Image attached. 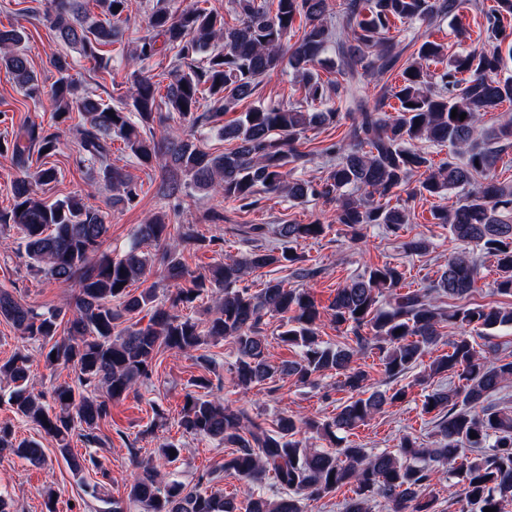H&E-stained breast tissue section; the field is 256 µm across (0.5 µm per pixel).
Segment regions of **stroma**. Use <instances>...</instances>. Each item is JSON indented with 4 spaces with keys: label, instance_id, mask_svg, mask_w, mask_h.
Here are the masks:
<instances>
[{
    "label": "stroma",
    "instance_id": "1",
    "mask_svg": "<svg viewBox=\"0 0 512 512\" xmlns=\"http://www.w3.org/2000/svg\"><path fill=\"white\" fill-rule=\"evenodd\" d=\"M46 2L0 0V28L18 26L24 30L23 49L40 84L48 86L55 81L57 72L53 61L60 56L69 63L80 92L114 106L120 105L125 98L129 76L125 57L146 34L148 14L156 0H132L128 19L120 26L118 41L104 48L108 64L103 71L94 68L78 47L59 40L41 14ZM303 101L304 95L296 90L291 75L278 72L265 77L256 94L231 108L223 120L232 122L241 112L258 105H298ZM0 112L6 115L5 122H0V134L31 123L59 133L60 144L55 155L33 158L35 166L52 167L58 172L56 182L39 188V195L55 200L90 189L92 174L79 162L80 130L84 124L81 113H73L65 124L56 125L49 96L37 100L26 97L1 65ZM345 131L342 125L309 131L301 146L309 160L293 169V177L314 181L325 178L328 160L322 150L343 137ZM111 162L124 168L141 189L138 202L133 206L112 204L107 193H97L94 203L106 212L109 224L103 251L115 257L122 255L130 246L138 224L144 223L151 214L164 211L173 225L190 224L199 237L221 240L222 249L218 252L195 245L184 250L186 266L195 273L204 274L225 255L239 256L254 247L250 225L264 224L272 228L278 224H307L318 220L328 226L325 235L295 246L302 257V268L314 270V277L303 279L294 270L268 267L246 275L245 283L256 291L269 280L286 281L289 287L309 289L322 309L329 306L337 288L371 265L389 262L401 266L407 272L410 287H427L458 249L447 228L433 223L430 211L435 202L429 199L407 201L408 222L398 235H391L383 226L374 225L364 229L361 239L354 241L342 225L335 223L334 205L320 199L297 204L285 197L264 194L256 206L244 209L239 203L220 196L190 190L174 204L159 195L158 172L139 166L117 138L112 141ZM418 234L431 242L429 253L423 257L411 255L402 247L403 241ZM19 243L17 232L12 231L8 234L7 244L0 245V290L10 292L40 313L74 302L75 287L60 286L30 271ZM24 349L35 355L29 376L36 389L48 394L58 384L75 382L73 368L46 367L43 357L37 354L38 343L23 339L15 327L0 319V363L15 351ZM203 353L210 359L209 366H201L192 354L162 352L153 363L148 381L123 399L110 402V416L101 423L97 441L73 436V454L96 456L102 464L98 472L72 473L54 441L40 435L34 426L15 415L8 403V388L0 387V421L11 422L17 438L40 441L47 457L45 465L35 466L13 455H0V494L10 499L14 512H45L44 501L50 491L55 494L56 512H108V501L125 500L129 485L137 474L135 458L157 455L162 444L172 442L181 445L182 452L176 461L165 465L168 479L204 489L214 486L223 489L226 496L240 499L244 496L242 482L224 469L228 448L206 437L183 436L178 424L184 395L192 391L195 380H209L213 393L225 403L244 406L268 424L283 412L324 419L335 414L337 407L348 398L339 385V376L330 372L318 377L312 386L285 378L276 380L274 388L262 385L244 395L231 382L230 368L236 359V346L232 340L227 338L205 346ZM424 395L422 386H413L406 401L385 407L364 425L346 433V441L371 452L390 451L395 448L399 436L409 431L420 436L424 443H431L432 426L427 417L420 414ZM156 403L165 410L164 420H157L152 411Z\"/></svg>",
    "mask_w": 512,
    "mask_h": 512
}]
</instances>
